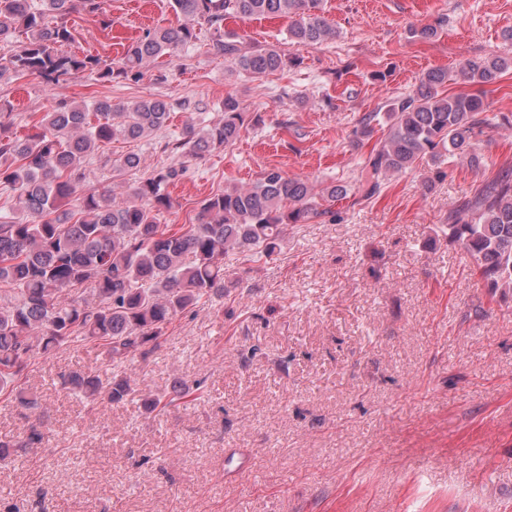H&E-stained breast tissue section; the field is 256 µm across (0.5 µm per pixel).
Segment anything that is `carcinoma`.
Listing matches in <instances>:
<instances>
[{"mask_svg": "<svg viewBox=\"0 0 512 512\" xmlns=\"http://www.w3.org/2000/svg\"><path fill=\"white\" fill-rule=\"evenodd\" d=\"M104 0H0V83L36 76L58 82L79 74L99 81L137 79L161 60L174 63L207 26L210 49L228 69L260 77L294 63L276 47L243 46L224 31V20L270 15L291 19L288 38L320 45L336 38L323 15V0H170L180 23L147 30L114 67L93 54L68 49L73 13L103 14ZM512 68V59L475 56L458 74L487 84ZM448 71L430 69L412 94L390 105L386 133L377 140L356 190L336 182L289 177L276 168L250 186H229L207 198L194 224H162L173 209L168 185L198 159L235 144L245 125L240 102L224 98L223 117L201 127L187 125L164 149L179 163L141 172L142 158L127 153L101 160L118 176L132 174L128 194L105 188L78 193L92 155L114 140H150L165 130L173 104L145 98L90 105L62 101L34 122L36 132L17 137L14 118L0 110V186L18 192L30 219L0 216V391L11 387L37 352L48 354L70 342H92L110 361L133 363L157 348L168 326L202 299L224 297V259L244 254L257 262L280 250L286 226L315 218L336 221L333 203L352 194L370 199L381 178L442 158L480 164L474 141L488 125L481 98L451 94ZM445 238L461 246L491 295L512 294V173H500L442 225ZM91 286V298L77 291ZM130 376L103 381L72 372L64 385L91 400L119 404L134 392ZM202 382L178 386L172 398L149 397V413L199 398Z\"/></svg>", "mask_w": 512, "mask_h": 512, "instance_id": "obj_1", "label": "carcinoma"}]
</instances>
